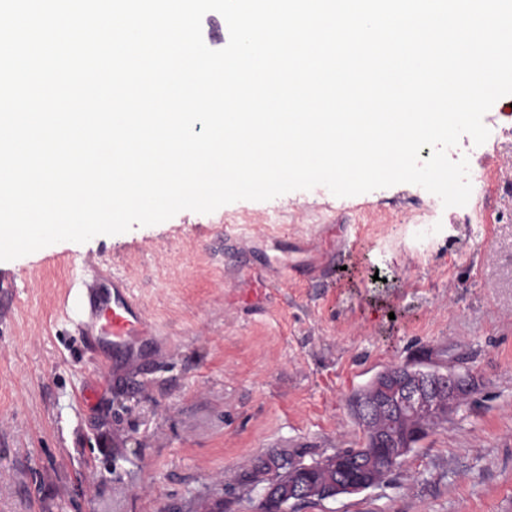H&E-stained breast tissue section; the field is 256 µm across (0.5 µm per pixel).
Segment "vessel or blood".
Segmentation results:
<instances>
[{"label":"vessel or blood","instance_id":"b4317fda","mask_svg":"<svg viewBox=\"0 0 512 512\" xmlns=\"http://www.w3.org/2000/svg\"><path fill=\"white\" fill-rule=\"evenodd\" d=\"M83 304L95 328L87 337L92 349L111 345L115 354L132 363L139 358L143 346L151 343L152 328L145 312L120 278H113L111 294L90 289Z\"/></svg>","mask_w":512,"mask_h":512}]
</instances>
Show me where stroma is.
<instances>
[{
	"label": "stroma",
	"mask_w": 512,
	"mask_h": 512,
	"mask_svg": "<svg viewBox=\"0 0 512 512\" xmlns=\"http://www.w3.org/2000/svg\"><path fill=\"white\" fill-rule=\"evenodd\" d=\"M483 122L449 151L462 207L319 185L0 262V512H262L253 459L360 447L349 396L406 364L478 390L383 482L294 512H512V95ZM116 276L163 348L141 367L81 338Z\"/></svg>",
	"instance_id": "obj_1"
}]
</instances>
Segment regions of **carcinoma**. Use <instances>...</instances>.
<instances>
[{"label": "carcinoma", "instance_id": "cac0c4a2", "mask_svg": "<svg viewBox=\"0 0 512 512\" xmlns=\"http://www.w3.org/2000/svg\"><path fill=\"white\" fill-rule=\"evenodd\" d=\"M388 387L382 378L372 379L365 387L355 391L349 398V406L353 407L359 402L372 403L384 394V388ZM448 420V413H434L420 415L410 412H401L396 415L379 413L374 416L366 428L362 429L363 444L359 448H348L351 459L360 463L365 468L371 482H381L389 473L392 466L385 463L382 455L372 451L376 443L385 442L388 447L407 448L408 441L418 435L425 438L439 423ZM282 473L278 474L272 484L270 497L263 503V512L271 510L282 504L288 503V494L292 493L294 484L293 471L290 467L280 466ZM309 482L304 494V501L314 502L327 499L328 494L336 489L339 483L340 472L336 468L334 458L328 456L315 462V466L308 471Z\"/></svg>", "mask_w": 512, "mask_h": 512}]
</instances>
